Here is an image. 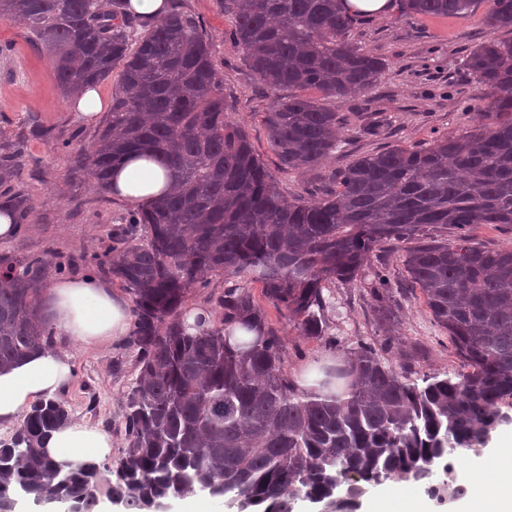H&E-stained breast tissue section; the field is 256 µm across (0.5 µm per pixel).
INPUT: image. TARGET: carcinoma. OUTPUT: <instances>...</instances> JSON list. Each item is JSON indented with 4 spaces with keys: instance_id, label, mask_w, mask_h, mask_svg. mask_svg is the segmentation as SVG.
Masks as SVG:
<instances>
[{
    "instance_id": "obj_1",
    "label": "carcinoma",
    "mask_w": 512,
    "mask_h": 512,
    "mask_svg": "<svg viewBox=\"0 0 512 512\" xmlns=\"http://www.w3.org/2000/svg\"><path fill=\"white\" fill-rule=\"evenodd\" d=\"M230 38L260 85L288 89L263 113L283 173L310 172L334 151L342 118L328 100L374 90L385 59L350 38L358 17L338 0H218ZM401 16L465 18L476 0H399ZM490 32L512 30V0H487ZM23 18L54 61L67 98L119 70L94 149L77 150L76 174L102 189L112 168L149 150L168 168L170 191L130 213L125 238L94 255L99 274L130 294L138 375L126 393V448L107 472L64 468L44 441L72 415L62 400L35 403L0 443V508L18 495L94 512L104 494L123 512H163L204 492L237 512H293L302 498L330 512L358 502L339 489L387 480L417 485L448 470V445L487 446L512 423V248L473 241L481 224L512 225V41L488 38L464 67L493 89L483 123L419 148L356 159L319 200L289 199L226 116L209 35L181 3L149 26L128 0H0V19ZM17 144L0 143V198L16 224L32 200L21 189ZM457 233L450 246L411 247L405 269L465 372L409 378L370 346L326 367L321 390L288 373L287 342L270 327L250 285L285 310L300 335L328 330L323 284L354 283L385 243L423 229ZM53 265L0 257V368L49 346L39 320ZM214 276L232 281L219 322L191 331L185 306ZM256 333L234 338L235 327Z\"/></svg>"
}]
</instances>
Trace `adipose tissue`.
I'll return each mask as SVG.
<instances>
[{
  "label": "adipose tissue",
  "mask_w": 512,
  "mask_h": 512,
  "mask_svg": "<svg viewBox=\"0 0 512 512\" xmlns=\"http://www.w3.org/2000/svg\"><path fill=\"white\" fill-rule=\"evenodd\" d=\"M169 185L168 172L143 151L114 167L108 190L117 199L137 204L159 197ZM47 296L42 316L53 335L95 346L129 332V305L108 282L90 277L57 280L49 285ZM70 375V356L55 345L0 371V423H16L36 401L54 399ZM111 448L107 431L78 422L54 431L44 443L47 456L70 467L100 463ZM475 489L493 492L494 500L488 506L472 507L471 512H512V445L500 447L496 465L479 477Z\"/></svg>",
  "instance_id": "ef3b65f1"
}]
</instances>
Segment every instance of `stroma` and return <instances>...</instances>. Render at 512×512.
<instances>
[{
	"mask_svg": "<svg viewBox=\"0 0 512 512\" xmlns=\"http://www.w3.org/2000/svg\"><path fill=\"white\" fill-rule=\"evenodd\" d=\"M211 37V49L224 82L229 117L241 125L265 167L276 173L287 196L316 199L336 187V172L361 155L394 146L425 147L433 140L474 130L481 122L483 92L466 74L462 60L491 34L486 5L476 0L469 16L365 18L351 37L363 50L385 58L388 67L374 92L331 100L343 119L336 153L313 173L283 174L260 118L274 95L263 89L244 62V53L228 36L229 21L217 0H184ZM512 40V31L495 34ZM101 128L76 118L52 74L48 55L38 51L21 21L0 20V141L20 144L23 185L34 210L29 224L0 255H38L53 264L69 257L102 252L112 235L125 226L130 203L116 200L87 176L71 172L63 142L91 148ZM405 244L382 245L360 282L326 284L330 342L300 336L293 322L267 306L269 323L286 337L287 365L293 378L318 374L321 367L343 364L359 345L374 348L393 368L411 367L412 376H457L461 362L447 331L433 318L404 266ZM388 278L395 318L384 321L369 282L375 274ZM72 373L59 391L76 422L108 431L112 456L124 448V394L137 374L135 354L126 340L103 346H71ZM512 437V424L502 426L481 453L456 449L450 455L455 481L472 485L487 469L501 442Z\"/></svg>",
	"mask_w": 512,
	"mask_h": 512,
	"instance_id": "35a3bbf8",
	"label": "stroma"
}]
</instances>
